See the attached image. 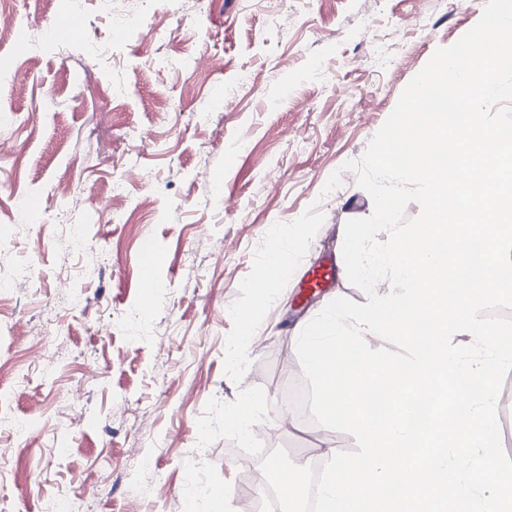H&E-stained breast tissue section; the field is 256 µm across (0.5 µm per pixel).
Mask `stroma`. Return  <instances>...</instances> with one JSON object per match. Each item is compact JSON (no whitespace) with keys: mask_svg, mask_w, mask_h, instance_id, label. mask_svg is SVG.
Instances as JSON below:
<instances>
[{"mask_svg":"<svg viewBox=\"0 0 512 512\" xmlns=\"http://www.w3.org/2000/svg\"><path fill=\"white\" fill-rule=\"evenodd\" d=\"M33 57L14 91L0 71V512H211L210 487H247L260 449L299 465L355 449L352 436L286 407L303 388L296 338L347 280L344 224L373 202L359 158L433 52L479 21L485 0H12ZM81 20L79 50L45 38L56 12ZM136 18L140 32L121 29ZM223 87L229 105L216 109ZM127 185L128 221L79 219L71 246L58 177L106 193ZM342 170L329 196L323 186ZM36 197L41 222L18 201ZM319 202L325 221L248 347L224 373L228 312L254 251L278 221ZM159 256L146 297L140 247ZM334 267L322 287L309 270ZM84 304L73 308L72 294ZM253 432L225 424L246 399Z\"/></svg>","mask_w":512,"mask_h":512,"instance_id":"stroma-1","label":"stroma"}]
</instances>
